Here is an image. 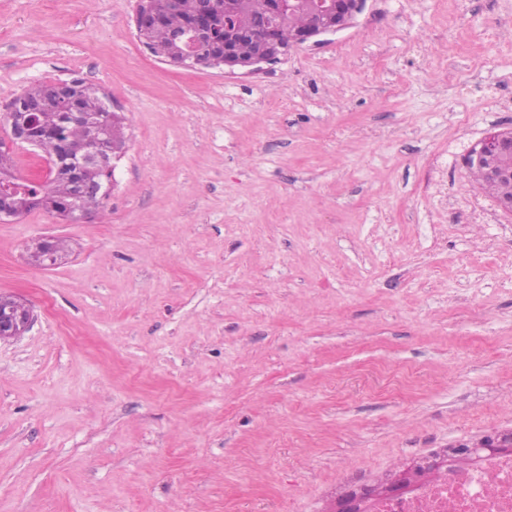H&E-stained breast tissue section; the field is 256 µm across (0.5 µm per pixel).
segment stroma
I'll use <instances>...</instances> for the list:
<instances>
[{
    "instance_id": "obj_1",
    "label": "stroma",
    "mask_w": 512,
    "mask_h": 512,
    "mask_svg": "<svg viewBox=\"0 0 512 512\" xmlns=\"http://www.w3.org/2000/svg\"><path fill=\"white\" fill-rule=\"evenodd\" d=\"M135 9L0 0V142L37 82L128 117L92 220L0 222L33 311L0 342V512H334L512 431V213L463 162L512 129V0H365L249 75L167 64ZM511 447L512 432L489 437L488 439L483 438L478 443L466 445L465 448H461V445H458L449 449L448 456L453 455L460 449H463L472 461L477 462L486 455L510 452L512 450ZM448 456L446 458L434 456L410 466L411 468H409L402 476L400 482L406 483L407 481H411L417 477H425L430 471L437 470L444 465H448Z\"/></svg>"
}]
</instances>
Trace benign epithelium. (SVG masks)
I'll return each instance as SVG.
<instances>
[{
  "label": "benign epithelium",
  "instance_id": "obj_1",
  "mask_svg": "<svg viewBox=\"0 0 512 512\" xmlns=\"http://www.w3.org/2000/svg\"><path fill=\"white\" fill-rule=\"evenodd\" d=\"M361 0H314L307 24L297 29L291 39L284 43L278 36L276 27L269 25L266 20H258L250 27H230L224 23V30H218L214 20L213 0H201L197 12L192 16L184 29L175 34V40L180 44L179 54L170 60V64L185 68H208L214 59L201 52V45L209 43L223 50L224 70L229 74L240 72L250 74L259 70L263 64L278 62L288 57L291 50L298 48L316 37L336 33L348 27L356 14L361 10ZM161 20L150 7L149 0H137L134 14V25L144 29L158 25ZM261 38L264 53L248 61L237 57L240 43ZM11 141L14 144H26L40 149L46 139L33 120L29 117L19 122L11 123ZM503 156L512 157V132L496 130L490 132L483 141L475 146L468 154L466 162L487 165L492 177H512V169H501L497 161ZM31 322V309L28 303L16 299V305L6 313L0 314V341L13 339L23 335ZM456 446L449 449L452 455L462 449ZM465 453L472 461L477 462L483 457L512 450V432L500 434L464 447ZM448 464V459L434 456L414 464L402 476L401 481H411L424 477L427 473Z\"/></svg>",
  "mask_w": 512,
  "mask_h": 512
}]
</instances>
